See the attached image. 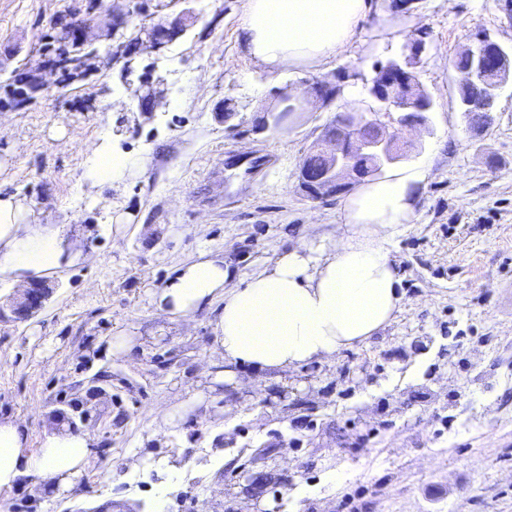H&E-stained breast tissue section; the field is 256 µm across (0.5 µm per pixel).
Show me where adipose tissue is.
<instances>
[{
  "instance_id": "1",
  "label": "adipose tissue",
  "mask_w": 512,
  "mask_h": 512,
  "mask_svg": "<svg viewBox=\"0 0 512 512\" xmlns=\"http://www.w3.org/2000/svg\"><path fill=\"white\" fill-rule=\"evenodd\" d=\"M374 0H243L240 29L249 55L267 69H308L336 58L353 42ZM144 158L104 143L91 152L86 180L97 190L121 184ZM429 171L421 165L392 170L362 183L343 202L333 247L298 240L234 287H226L224 254L202 250L178 266L153 292L156 310L188 319L221 302L215 351L222 383L238 368L263 373L332 361L366 343L401 310V280L385 244L412 223L418 191ZM57 230L16 194H0V275L16 282L39 278L68 263ZM26 427L0 415V490L36 473L67 483L78 476L96 445L88 433H46L27 453Z\"/></svg>"
}]
</instances>
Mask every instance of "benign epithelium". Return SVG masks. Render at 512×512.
I'll return each mask as SVG.
<instances>
[{"label":"benign epithelium","instance_id":"benign-epithelium-1","mask_svg":"<svg viewBox=\"0 0 512 512\" xmlns=\"http://www.w3.org/2000/svg\"><path fill=\"white\" fill-rule=\"evenodd\" d=\"M188 26L189 13L184 12L164 26L141 28L138 41L159 53L168 43L184 35ZM405 50L404 60L388 62L385 68L376 69L368 80L353 65L340 68L341 77L363 81L373 99L365 111L346 112L339 118L343 127L340 137H325L318 142L317 148L327 158L324 169L314 171L306 163L300 164L301 186L312 198L349 192L354 184L367 176L358 164L361 159L370 160L375 173L405 159L410 144L403 140V131L428 126L429 116L434 112V100L424 88L419 71L428 44L424 37H416L405 45ZM462 52L469 60L468 77L479 80L481 95L476 102L459 103L460 111L469 123L475 112L489 121L498 111L503 88L512 83V42L503 43L485 36L481 44L466 46ZM311 99L324 107L337 101L346 102L343 87L322 80L308 84L295 95L289 92L281 95L285 102ZM393 113L397 114L394 122L384 121ZM49 293L47 283L31 281L23 288L20 298L10 299L9 310L27 316L43 307Z\"/></svg>","mask_w":512,"mask_h":512}]
</instances>
